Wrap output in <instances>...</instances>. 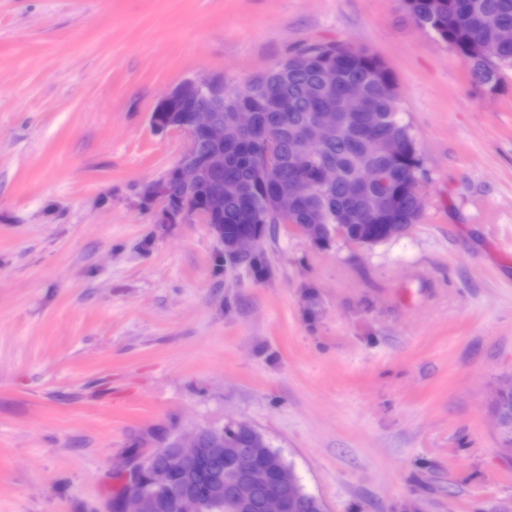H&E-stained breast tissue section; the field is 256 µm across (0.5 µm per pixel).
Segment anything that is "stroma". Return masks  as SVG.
<instances>
[{
  "mask_svg": "<svg viewBox=\"0 0 512 512\" xmlns=\"http://www.w3.org/2000/svg\"><path fill=\"white\" fill-rule=\"evenodd\" d=\"M393 72L423 160L405 235L287 224L256 275L157 221L189 78L299 46ZM512 68L486 90L400 0H0V512H112L128 458L245 423L324 512H512Z\"/></svg>",
  "mask_w": 512,
  "mask_h": 512,
  "instance_id": "1",
  "label": "stroma"
}]
</instances>
